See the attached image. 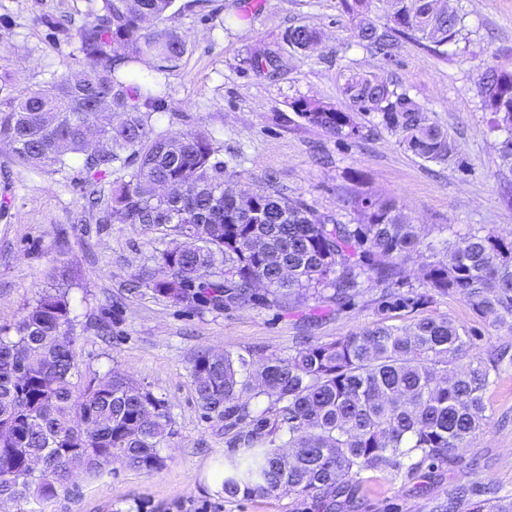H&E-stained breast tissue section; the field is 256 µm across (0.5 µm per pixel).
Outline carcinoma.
<instances>
[{"mask_svg":"<svg viewBox=\"0 0 512 512\" xmlns=\"http://www.w3.org/2000/svg\"><path fill=\"white\" fill-rule=\"evenodd\" d=\"M91 20L76 33L83 67L19 92L0 82V144L16 166L53 165L86 174L88 205L97 221L166 226L175 236L157 262L165 275L146 286L174 304L229 309L248 303L288 308L309 292L342 306L362 280L379 286L375 319L329 343L272 355L257 367L242 355L192 359L194 390L206 416L224 422L226 498H264L283 487L303 498L306 512H336L349 485L368 472L413 474L451 460L488 424L485 392L496 383L501 359L448 366L473 345L470 331L446 317L422 316L406 327L388 313L414 311L435 295L466 298L489 327L512 333V241L471 227L442 248L425 242L390 199L358 201L361 224L318 216L301 200L266 187L237 198L224 190L221 146L207 131L158 132L164 109L150 75L138 65L154 60L176 67L187 49L177 32L159 26L175 0H91ZM356 19L358 42L388 56L398 34L443 54L458 41L463 16L448 0H338ZM393 27L382 30L377 13ZM316 32L298 26L288 43L306 50ZM283 57L254 52L258 72L275 76ZM344 95L386 129L402 132V146L418 158L444 163L453 152L448 133L427 110L381 77L351 75ZM499 143L500 174L512 175V72L491 69L481 82ZM291 106L308 124L361 139L354 116L306 98ZM124 119L116 124L112 113ZM258 240L262 251L250 244ZM415 257L421 288L403 289L404 267ZM288 267V279L277 274ZM263 277L267 288L251 287ZM68 292L42 293L14 327L0 336V501L17 512L48 501L68 486L75 470L112 473V464L151 471L162 462L171 434L164 399L110 373L75 388L76 341ZM274 406L256 413L251 401ZM470 512H512V497L472 503Z\"/></svg>","mask_w":512,"mask_h":512,"instance_id":"obj_1","label":"carcinoma"}]
</instances>
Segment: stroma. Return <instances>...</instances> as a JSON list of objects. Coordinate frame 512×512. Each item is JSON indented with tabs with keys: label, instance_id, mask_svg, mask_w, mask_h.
<instances>
[{
	"label": "stroma",
	"instance_id": "1",
	"mask_svg": "<svg viewBox=\"0 0 512 512\" xmlns=\"http://www.w3.org/2000/svg\"><path fill=\"white\" fill-rule=\"evenodd\" d=\"M454 3L465 15V31L447 53L402 37L387 59L358 44L354 21L337 0H176L168 24L188 51L176 68L154 74L164 103L156 127L213 133L224 147V186L237 193L271 183L341 224L361 223L355 197H391L431 241H455L473 224L510 239L512 182L498 175L505 134L489 129L480 78L489 68L512 71V0ZM88 12V0H0V73L21 91L79 70L74 43L40 19L75 29ZM298 25L319 32L312 50L288 44L289 29ZM258 47L281 50L286 65L277 78L251 67ZM352 74L393 80L427 108L453 143L448 163L406 151L376 114H359L369 138L354 141L293 111L298 98L352 111L342 94ZM83 180L76 170L65 179L49 165L16 167L0 148V200L8 202L0 208V329L13 328L42 290L68 288L82 379L117 372L145 386L166 401L172 434L161 468L116 464L101 477L78 474L40 503V512H301L285 488L266 498H225L218 480L228 448L224 425L198 407L191 359L209 349L248 353L259 364L271 354L288 356L305 338L334 341L373 320L379 287L364 284L344 306L312 298L288 310L172 304L149 288L130 287L134 278L160 276L156 252L168 235L83 214ZM418 314L448 317L476 334L469 357L512 355V334L493 331L462 296H434L418 313L392 312L391 322L403 326ZM485 402L486 431L457 449L453 463L407 477L371 475L356 492L362 512H433L460 486L490 484L512 494V365L503 366Z\"/></svg>",
	"mask_w": 512,
	"mask_h": 512
}]
</instances>
